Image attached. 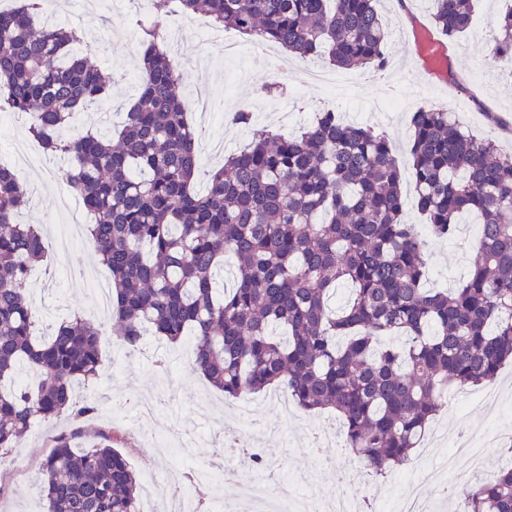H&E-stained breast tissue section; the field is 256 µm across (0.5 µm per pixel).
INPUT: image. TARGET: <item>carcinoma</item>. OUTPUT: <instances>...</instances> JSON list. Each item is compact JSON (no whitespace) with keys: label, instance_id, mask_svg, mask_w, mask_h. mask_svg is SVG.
<instances>
[{"label":"carcinoma","instance_id":"cac0c4a2","mask_svg":"<svg viewBox=\"0 0 512 512\" xmlns=\"http://www.w3.org/2000/svg\"><path fill=\"white\" fill-rule=\"evenodd\" d=\"M48 0L0 11V89L31 117V132L68 158L62 181L94 223L89 242L117 296L115 343L129 351L147 332L194 340L191 367L225 395L288 393L307 411L331 409L345 447L383 476L409 461L450 386L495 380L512 362V153L490 134L464 130L444 108L412 114L410 168L417 210L433 237L480 219L467 278L451 291L422 286L426 241L404 208L402 172L381 132L328 110L295 135L262 128L195 190L197 133L168 51L178 13L337 67L384 71L388 23L377 0H154L137 20L143 60L137 98L112 132L62 135L105 101L104 71L76 46L71 28L39 27ZM452 40L469 29L473 0H433ZM512 76V4L492 48ZM28 189L0 167V451L34 422L96 407L74 383L102 365V330L79 316L35 334L24 284L47 253L30 224L16 222ZM234 284L217 294L224 256ZM340 283L352 293L337 310ZM37 375L20 385L22 369ZM59 434L41 464L47 512H141L137 479L121 448L133 436L98 428ZM464 512H512V465L460 491Z\"/></svg>","mask_w":512,"mask_h":512}]
</instances>
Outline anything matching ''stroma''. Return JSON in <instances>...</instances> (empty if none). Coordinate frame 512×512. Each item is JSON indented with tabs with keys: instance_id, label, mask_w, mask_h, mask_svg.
Listing matches in <instances>:
<instances>
[{
	"instance_id": "1",
	"label": "stroma",
	"mask_w": 512,
	"mask_h": 512,
	"mask_svg": "<svg viewBox=\"0 0 512 512\" xmlns=\"http://www.w3.org/2000/svg\"><path fill=\"white\" fill-rule=\"evenodd\" d=\"M377 8L392 22L390 63L379 79L360 69L334 67L322 59L287 60L276 47L268 66L252 69L231 84L225 82L224 73L235 70L239 59L225 55L223 44L240 41V34L228 29L223 41L207 39L200 34L201 28L210 23L206 15L180 18L174 61L184 77L182 95L191 99L197 87H204L208 102L217 108L214 118L203 119L192 109L187 118L202 129L203 144L224 145L223 155L202 153V173L218 169L224 163V154L242 148L251 128L265 126L293 135L310 124L318 112L333 109L342 118L375 128L388 137L405 169L402 191L408 218L421 225L425 219L414 206V181L406 169L411 112L423 106L447 108L466 128L495 130L500 147L511 152L512 79L489 65L486 57V48L496 34V17L503 8L501 0H474L470 29L452 40L436 28L429 0H379ZM52 12L59 25L84 33V51L112 75L107 108L113 127H120L122 112L137 91L129 78L139 72L140 32L135 21L146 14L142 0H97L91 15L78 0H57ZM414 26L425 30L445 50L446 77L425 74L423 60L407 38ZM311 70L337 77L341 86L336 94L308 81L306 74ZM273 80L287 83L288 97L257 96V87ZM240 110L251 113V126L233 123V114ZM27 131L26 121L17 113L12 114L9 123L0 124V158L10 159L22 150L39 159L36 168L16 172L32 193V201L19 220L38 227L48 244L46 260L27 282L38 321L55 324L77 313L101 323L104 331H111V320L100 317L99 299L93 289L94 284L108 281L109 274L90 257L92 248L84 229L92 217L81 207L73 212L63 208V201L73 199L74 194L64 189L56 159L45 155ZM471 241V236L461 233L450 241L430 240L425 253L429 287L452 288L467 275ZM143 347V352L132 353L105 342L100 376L77 385L75 394L96 401L98 411L93 424L136 437L138 447L127 457L143 488L142 503L150 512H164L170 473L187 468L201 471L223 457L224 433L236 428L239 413L234 399L212 388L190 368L191 338L170 345L148 335ZM495 385L499 400L493 405L478 403L481 387L452 388L458 411L443 409L430 423L431 428L451 435L484 430V452L491 471L503 459L498 430L512 424V365L500 371ZM144 397L158 401L153 414L132 410V403ZM248 400L256 425L252 443L261 448L269 468L293 489L325 501L343 491L358 501L366 497L374 512H384L388 498L403 497L410 483L408 467L381 477L353 460L344 451L339 421L333 412H308L293 402L283 405L272 401L266 391L249 395ZM70 425L63 415L39 422L0 459V512H42L40 493L30 487L29 480L50 452L52 438ZM318 431L331 437L329 452L350 478L346 490L332 483L309 449L310 439Z\"/></svg>"
}]
</instances>
